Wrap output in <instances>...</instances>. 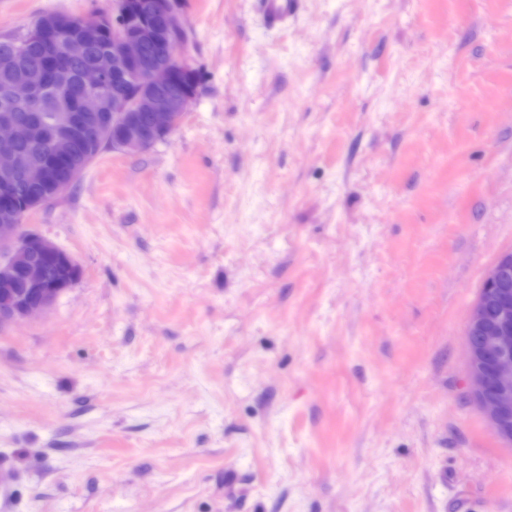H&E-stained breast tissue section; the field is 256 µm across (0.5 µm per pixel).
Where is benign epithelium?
<instances>
[{
  "label": "benign epithelium",
  "instance_id": "obj_1",
  "mask_svg": "<svg viewBox=\"0 0 512 512\" xmlns=\"http://www.w3.org/2000/svg\"><path fill=\"white\" fill-rule=\"evenodd\" d=\"M92 33L91 20L45 15L14 41V53L0 64L10 66L36 35L69 57L84 58ZM186 43L181 0H151L146 18L132 11L130 0H112V43L86 64L78 111L51 120L36 115L43 90L36 68L15 73L0 89V101L35 114L0 119V327L46 312L81 277L67 252L27 229L10 197L22 183L58 196L65 179H77L82 167L76 164L62 176L54 164L21 153L19 146L39 143L73 153L94 134L99 143L130 155L148 150L180 125L196 97L170 89L176 71L191 69ZM52 263L68 267L71 275L49 278ZM465 340L475 402L492 433L512 445V251L489 270L468 313Z\"/></svg>",
  "mask_w": 512,
  "mask_h": 512
}]
</instances>
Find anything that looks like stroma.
I'll return each mask as SVG.
<instances>
[{
  "mask_svg": "<svg viewBox=\"0 0 512 512\" xmlns=\"http://www.w3.org/2000/svg\"><path fill=\"white\" fill-rule=\"evenodd\" d=\"M179 127L25 218L0 512H512L465 322L512 250V0H183ZM112 0H0V37ZM261 8L269 25L278 26L294 15L297 0H261Z\"/></svg>",
  "mask_w": 512,
  "mask_h": 512,
  "instance_id": "1",
  "label": "stroma"
}]
</instances>
